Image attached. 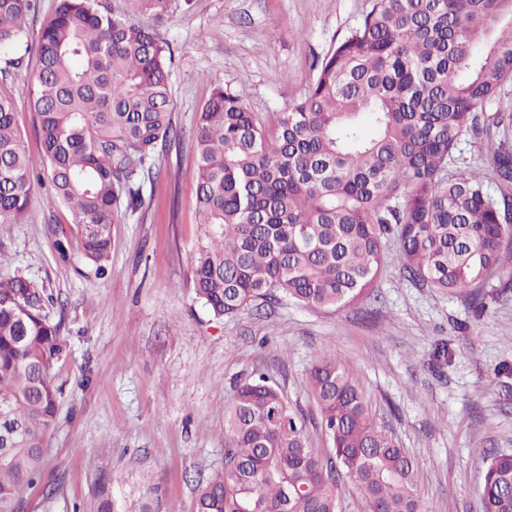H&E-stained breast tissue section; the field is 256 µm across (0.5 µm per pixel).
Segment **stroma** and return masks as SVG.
<instances>
[{
  "label": "stroma",
  "instance_id": "stroma-1",
  "mask_svg": "<svg viewBox=\"0 0 512 512\" xmlns=\"http://www.w3.org/2000/svg\"><path fill=\"white\" fill-rule=\"evenodd\" d=\"M368 3L170 0L155 30L173 50L179 135L157 162L159 177L143 186L148 207L119 210L107 277L83 259L81 227L64 206L36 202L0 232V278L21 274L42 286L65 343L52 369L57 423L23 512H88L106 496L114 512L144 501L152 512H196L197 483L224 465V407L258 369L310 414L311 443L324 447L306 387L323 356L342 359L365 387L376 423L417 463L418 492L432 512H482L478 451L512 452V374L500 371L512 366V280L493 282L478 313L465 296L410 281L392 263L368 301L314 309L284 299L231 318L203 306L190 280L200 237L194 136L210 78L243 89L249 109L273 122ZM36 66L32 47L6 89L38 159L42 140L26 94ZM500 145L512 149V125L463 137L448 168L482 172L499 195ZM58 226L70 239L65 260L54 248Z\"/></svg>",
  "mask_w": 512,
  "mask_h": 512
}]
</instances>
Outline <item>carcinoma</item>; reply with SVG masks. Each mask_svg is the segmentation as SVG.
Returning <instances> with one entry per match:
<instances>
[{
  "mask_svg": "<svg viewBox=\"0 0 512 512\" xmlns=\"http://www.w3.org/2000/svg\"><path fill=\"white\" fill-rule=\"evenodd\" d=\"M169 0H57L30 30L33 0H0V79L21 68L29 38L39 72L27 88L43 143L26 151L13 99L0 92V226L18 224L43 180L50 204L83 226L82 250L105 274L121 198L144 207L143 184L174 136L172 54L132 14L160 18ZM512 0H369L358 25L330 49L304 92L267 125L243 93L212 78L197 117L195 295L216 317L284 296L337 307L371 295L397 246L400 273L465 293L506 267L512 195L489 193L480 173L448 171L461 138L512 119ZM495 174L512 183V152ZM45 292L15 275L0 281V512L41 478L64 349L43 314ZM307 389L326 447H311L305 415L261 374L238 384L224 409L233 461L197 489V512H341L350 481L364 512H430L418 468L373 419L349 367L319 358ZM483 512H512V453L480 452Z\"/></svg>",
  "mask_w": 512,
  "mask_h": 512,
  "instance_id": "carcinoma-1",
  "label": "carcinoma"
}]
</instances>
